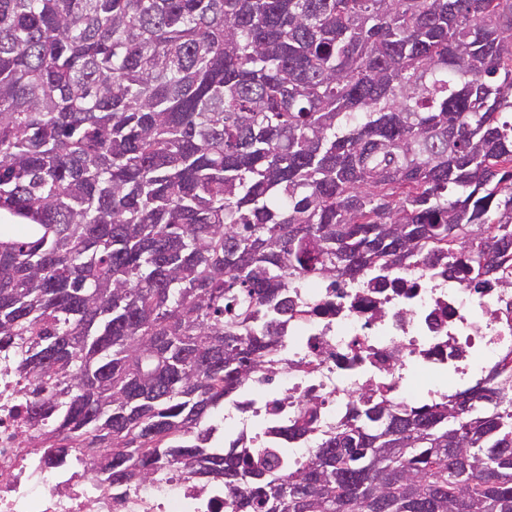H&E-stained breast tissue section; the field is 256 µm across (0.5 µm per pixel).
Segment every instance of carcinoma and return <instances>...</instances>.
Returning <instances> with one entry per match:
<instances>
[{"mask_svg": "<svg viewBox=\"0 0 512 512\" xmlns=\"http://www.w3.org/2000/svg\"><path fill=\"white\" fill-rule=\"evenodd\" d=\"M512 263V0H0V351L112 490L227 512H512V369L361 400L307 464L216 448L288 278ZM64 384L58 394L46 384Z\"/></svg>", "mask_w": 512, "mask_h": 512, "instance_id": "1", "label": "carcinoma"}]
</instances>
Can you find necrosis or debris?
I'll return each mask as SVG.
<instances>
[{"label": "necrosis or debris", "mask_w": 512, "mask_h": 512, "mask_svg": "<svg viewBox=\"0 0 512 512\" xmlns=\"http://www.w3.org/2000/svg\"><path fill=\"white\" fill-rule=\"evenodd\" d=\"M296 294L309 314L284 327L287 370L224 410L225 433L252 448L268 447L273 427L295 419L309 399L320 402L327 428L354 396L428 403L512 359V289L473 288L461 277L431 274L423 261L383 287L322 281ZM30 386L0 360V512H224L223 487L199 490L174 470L115 493L90 478L81 454L61 464L24 447L37 432Z\"/></svg>", "instance_id": "obj_1"}]
</instances>
